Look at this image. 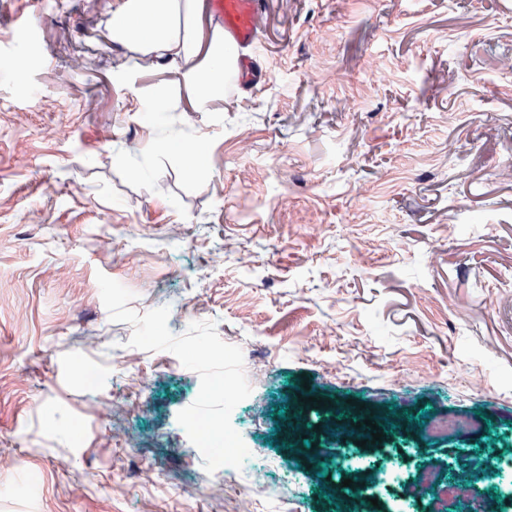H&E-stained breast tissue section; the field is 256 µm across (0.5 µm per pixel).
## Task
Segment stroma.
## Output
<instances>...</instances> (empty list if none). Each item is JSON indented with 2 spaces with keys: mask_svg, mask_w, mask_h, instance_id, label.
Returning <instances> with one entry per match:
<instances>
[{
  "mask_svg": "<svg viewBox=\"0 0 512 512\" xmlns=\"http://www.w3.org/2000/svg\"><path fill=\"white\" fill-rule=\"evenodd\" d=\"M110 2L0 0V512H237L244 476L208 473L177 421L198 374L129 346L100 272L172 333L211 321L241 348L231 423L287 490L254 512H341L307 469L345 479L322 407L313 450L288 445L279 412L304 392L402 418L372 451L443 473L512 448L506 0H268L254 75L214 112L174 72L118 80ZM160 90L172 109L145 125L133 96ZM198 135L193 179L167 145ZM440 416L473 425L429 435Z\"/></svg>",
  "mask_w": 512,
  "mask_h": 512,
  "instance_id": "35a3bbf8",
  "label": "stroma"
}]
</instances>
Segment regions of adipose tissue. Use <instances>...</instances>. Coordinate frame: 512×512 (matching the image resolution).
I'll use <instances>...</instances> for the list:
<instances>
[{"instance_id":"1","label":"adipose tissue","mask_w":512,"mask_h":512,"mask_svg":"<svg viewBox=\"0 0 512 512\" xmlns=\"http://www.w3.org/2000/svg\"><path fill=\"white\" fill-rule=\"evenodd\" d=\"M202 10L203 0H113L102 35L149 67L177 72L197 110L209 112L223 102L240 52L221 26L202 31Z\"/></svg>"}]
</instances>
